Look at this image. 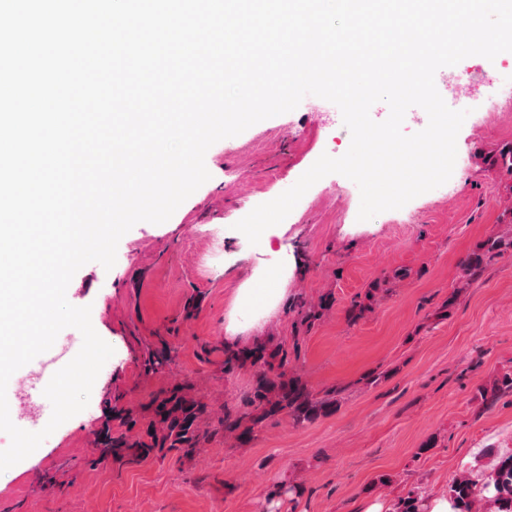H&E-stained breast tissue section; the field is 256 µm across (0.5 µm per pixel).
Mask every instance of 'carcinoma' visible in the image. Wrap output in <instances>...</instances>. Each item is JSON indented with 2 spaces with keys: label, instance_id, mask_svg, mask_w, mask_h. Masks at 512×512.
Instances as JSON below:
<instances>
[{
  "label": "carcinoma",
  "instance_id": "1",
  "mask_svg": "<svg viewBox=\"0 0 512 512\" xmlns=\"http://www.w3.org/2000/svg\"><path fill=\"white\" fill-rule=\"evenodd\" d=\"M489 163L512 175V146L490 156ZM506 249H512V238L507 241L488 239L481 252H474L465 259L466 275H478L486 258ZM260 363H267L262 346L224 351V365L228 368ZM249 404L251 411L248 413L234 418L226 414L218 419V428L237 433V438L245 442L268 419L291 416L298 422L313 421L332 412L336 400L317 398L299 375L259 370L253 378ZM145 411L149 414L148 421L134 435L114 432L108 425L97 433L95 445L99 458L123 466L151 456L164 458L171 453L188 457L207 441L209 431L203 429L207 405L191 395L186 385H175L154 394ZM479 503L491 507L492 512H512V452L496 455L495 464L482 483L477 484L463 474L450 486L449 512H477Z\"/></svg>",
  "mask_w": 512,
  "mask_h": 512
}]
</instances>
